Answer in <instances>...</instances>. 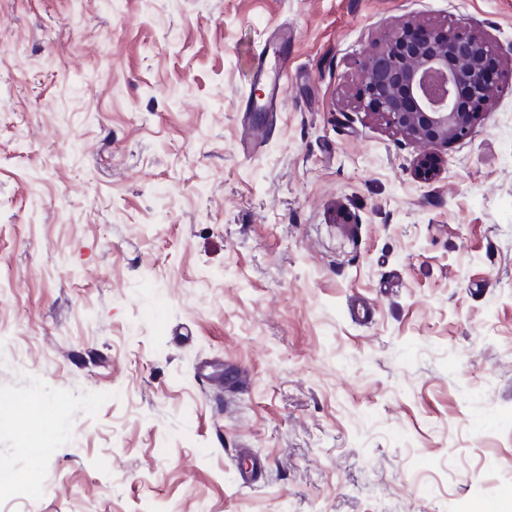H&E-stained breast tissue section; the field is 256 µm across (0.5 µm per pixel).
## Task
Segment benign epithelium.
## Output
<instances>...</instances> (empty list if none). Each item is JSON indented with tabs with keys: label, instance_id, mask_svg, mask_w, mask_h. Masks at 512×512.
<instances>
[{
	"label": "benign epithelium",
	"instance_id": "1",
	"mask_svg": "<svg viewBox=\"0 0 512 512\" xmlns=\"http://www.w3.org/2000/svg\"><path fill=\"white\" fill-rule=\"evenodd\" d=\"M356 107L409 141L434 149L467 139L489 108L501 60L471 25L390 26L359 59Z\"/></svg>",
	"mask_w": 512,
	"mask_h": 512
}]
</instances>
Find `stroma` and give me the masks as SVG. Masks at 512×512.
Listing matches in <instances>:
<instances>
[{"mask_svg":"<svg viewBox=\"0 0 512 512\" xmlns=\"http://www.w3.org/2000/svg\"><path fill=\"white\" fill-rule=\"evenodd\" d=\"M407 19L512 59V0H0V512L512 492V73L422 175L351 101Z\"/></svg>","mask_w":512,"mask_h":512,"instance_id":"1","label":"stroma"}]
</instances>
